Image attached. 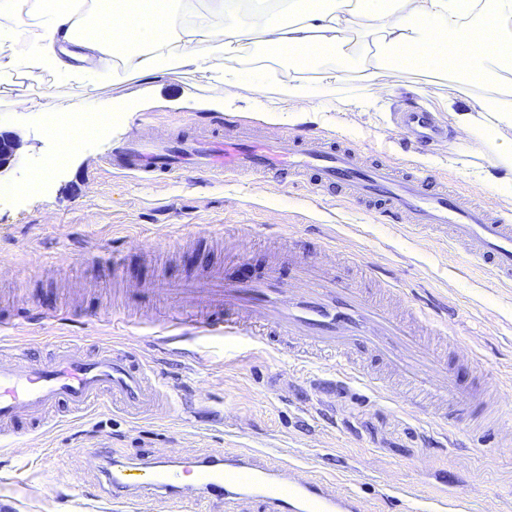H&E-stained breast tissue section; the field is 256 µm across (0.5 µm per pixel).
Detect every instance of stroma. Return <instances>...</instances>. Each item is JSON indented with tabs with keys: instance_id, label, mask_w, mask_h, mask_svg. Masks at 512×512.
Instances as JSON below:
<instances>
[{
	"instance_id": "stroma-1",
	"label": "stroma",
	"mask_w": 512,
	"mask_h": 512,
	"mask_svg": "<svg viewBox=\"0 0 512 512\" xmlns=\"http://www.w3.org/2000/svg\"><path fill=\"white\" fill-rule=\"evenodd\" d=\"M389 80L451 124L443 104L458 95L455 83L405 70ZM363 91L362 81L348 79L328 94L333 111L293 121L269 114L247 82L231 101L201 108L209 85L191 72L153 82L107 74L81 84L45 72L0 84V129L21 141L15 165L0 176L7 187L0 193V318L16 320L15 345L41 359L55 341L89 352L106 343L137 351L171 399L162 419L132 422L107 408L0 442V512H127L103 489L108 458L206 456L215 448H252L335 476L361 497L366 512H419L455 496L466 499L469 512H512V286L460 256L443 234L381 223L334 192L311 194L302 181L287 187L191 170L140 177L108 164L144 126L161 134L196 124L219 130L228 116L273 133H321L400 161L398 103L350 110L347 99ZM23 98L35 99L37 108L20 106ZM91 109L109 113L106 126L78 143L68 164L53 170L38 192L26 191L30 173L56 155L51 117ZM484 165L446 137L414 159L419 174L479 194L512 219V197L476 182ZM234 224L253 229L242 255L224 234ZM269 224L287 231L299 257L334 262L348 282L367 286L375 266L406 294L435 302L455 332L449 362L459 379L467 384L475 372L487 373L503 382L504 397L489 399L487 414L462 419L452 434L435 408L397 406L286 352L221 337L159 343L154 333L167 305L127 315L103 279L116 248L129 284L159 273L191 279L223 263L233 278L257 279L269 258L263 237ZM39 303L68 305L77 319L25 320Z\"/></svg>"
}]
</instances>
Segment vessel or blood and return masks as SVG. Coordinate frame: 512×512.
I'll return each mask as SVG.
<instances>
[{"label": "vessel or blood", "instance_id": "vessel-or-blood-1", "mask_svg": "<svg viewBox=\"0 0 512 512\" xmlns=\"http://www.w3.org/2000/svg\"><path fill=\"white\" fill-rule=\"evenodd\" d=\"M404 141L425 143L439 130L428 112L412 107L401 119ZM115 171L176 175L187 168L275 180L307 178L311 193L337 190L340 197L393 224L439 231L465 257L482 260L494 278L512 284V223L471 196L450 191L436 177L414 174L411 162L366 157L352 145L318 134L269 136L238 120L210 130L142 128L108 160ZM270 261L260 280H234L223 266L204 278L176 285L155 277L126 289L131 309L164 299L172 311L162 326L206 333L241 334L276 345L296 358L316 357L378 392L379 378L355 370L348 353L370 349L385 361L400 384L394 399L420 405L431 397L453 402L465 389L453 382L444 351L448 335L436 319L413 310L405 321L377 294L352 286L319 260L304 261L291 251L282 230H271ZM291 269L283 277V269ZM0 436L43 429L67 417L112 405L128 418L166 412L169 396L151 378L148 362L109 346L89 355L78 346L55 345L45 360L10 343L0 344ZM106 480L113 493L182 495L200 491L252 512H365L361 499L323 476L305 477L300 466L250 448H222L178 462L146 459L114 463Z\"/></svg>", "mask_w": 512, "mask_h": 512}]
</instances>
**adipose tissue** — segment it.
<instances>
[{
  "label": "adipose tissue",
  "mask_w": 512,
  "mask_h": 512,
  "mask_svg": "<svg viewBox=\"0 0 512 512\" xmlns=\"http://www.w3.org/2000/svg\"><path fill=\"white\" fill-rule=\"evenodd\" d=\"M258 48L288 64L277 97L294 118L324 108L322 89L353 71L372 78L355 110L392 100L379 72L407 67L461 87L444 105L456 145L488 161L480 182L512 196V0H0V78L50 71L65 81L95 68L140 79L183 72L208 78L210 103L245 78L242 55ZM319 67V83L306 71Z\"/></svg>",
  "instance_id": "1"
}]
</instances>
